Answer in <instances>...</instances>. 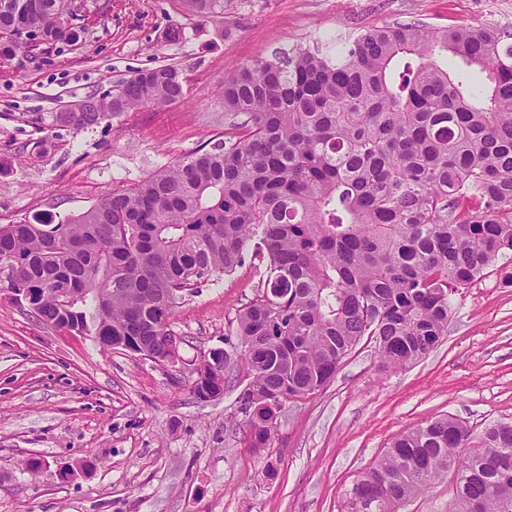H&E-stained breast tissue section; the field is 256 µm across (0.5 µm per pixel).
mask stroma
I'll return each mask as SVG.
<instances>
[{
    "label": "stroma",
    "mask_w": 512,
    "mask_h": 512,
    "mask_svg": "<svg viewBox=\"0 0 512 512\" xmlns=\"http://www.w3.org/2000/svg\"><path fill=\"white\" fill-rule=\"evenodd\" d=\"M70 8L78 40L7 53L0 38V225L65 219L222 144L224 81L261 50L397 23L512 33V0H225L201 20L182 0ZM169 64L187 79L183 102L52 125L51 113ZM256 283L246 264L184 297L171 324L180 358L161 366L41 322L0 271V512H347L353 484L403 432L443 414L477 436L512 421V259H501L449 293L448 334L424 358L381 372L375 341L361 340L325 388L284 403L270 448H248L239 386L203 401L192 382ZM455 491L445 473L399 512H448Z\"/></svg>",
    "instance_id": "1"
}]
</instances>
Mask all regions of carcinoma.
<instances>
[{
    "mask_svg": "<svg viewBox=\"0 0 512 512\" xmlns=\"http://www.w3.org/2000/svg\"><path fill=\"white\" fill-rule=\"evenodd\" d=\"M58 0H0V36L76 40ZM189 15L224 0H183ZM486 76L478 93L444 59ZM175 66L91 94L54 126L88 129L182 101ZM224 144L191 152L57 224L0 225L12 288L42 292L39 317L165 352L183 294L254 261L255 295L215 360L208 400L231 375L250 447L271 446L283 403L324 388L365 336L384 369L448 335V292L512 255V43L496 28L384 26L340 44L259 52L224 80ZM512 422L473 444L443 414L396 437L353 485L349 512H399L454 472L448 512H512Z\"/></svg>",
    "mask_w": 512,
    "mask_h": 512,
    "instance_id": "carcinoma-1",
    "label": "carcinoma"
}]
</instances>
